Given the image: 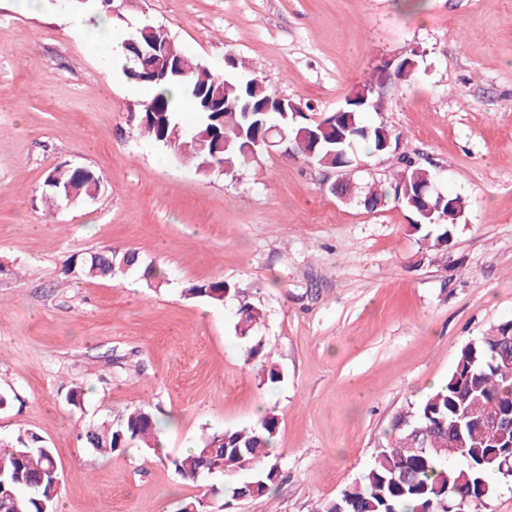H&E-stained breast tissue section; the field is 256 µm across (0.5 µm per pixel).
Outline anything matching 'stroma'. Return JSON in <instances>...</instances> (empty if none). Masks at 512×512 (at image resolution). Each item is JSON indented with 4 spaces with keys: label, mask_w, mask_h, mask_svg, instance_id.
I'll list each match as a JSON object with an SVG mask.
<instances>
[{
    "label": "stroma",
    "mask_w": 512,
    "mask_h": 512,
    "mask_svg": "<svg viewBox=\"0 0 512 512\" xmlns=\"http://www.w3.org/2000/svg\"><path fill=\"white\" fill-rule=\"evenodd\" d=\"M121 13L206 67L248 60L313 119L415 54L369 115L399 148H357L349 178L387 183L407 156L467 207L436 249L412 211L340 200L336 170L297 154L199 173L141 135L136 84L99 72L72 9L0 0V440L30 430L53 449L57 512H179L202 489L173 459L271 411L284 477L231 512H312L367 470L393 416L445 383L464 345L512 319V0H129ZM59 164L93 170L95 198L48 207ZM105 249L136 250L163 283L69 273ZM216 280L263 309L255 336L279 385L246 363L235 305L187 293ZM140 406L160 448L86 446L88 428Z\"/></svg>",
    "instance_id": "35a3bbf8"
}]
</instances>
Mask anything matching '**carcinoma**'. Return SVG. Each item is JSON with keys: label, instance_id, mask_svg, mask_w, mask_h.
I'll return each mask as SVG.
<instances>
[{"label": "carcinoma", "instance_id": "obj_1", "mask_svg": "<svg viewBox=\"0 0 512 512\" xmlns=\"http://www.w3.org/2000/svg\"><path fill=\"white\" fill-rule=\"evenodd\" d=\"M154 44L182 59L184 71L160 80H147L143 64L130 52V44ZM125 75L137 83L154 86L178 84L199 115L189 134L185 133L171 111L169 101L159 94L149 107L161 112L160 119L150 116L139 128L155 142L170 149L174 156L202 166L206 161L230 167L249 162L246 147L279 127L292 141V150L316 164L337 167L338 158L330 151H345L356 158L354 149L363 144L370 153H383V137L400 142V134L380 123L370 124L364 115L379 111L359 100L346 106L339 125L319 131L321 143L315 158L312 145L302 133L312 123L306 118H282L279 112H262L275 93L257 70L240 58L224 73H216L188 54L174 38L151 22L136 27L125 43ZM214 96L224 106H236L248 98L259 115L244 121L229 112H208L204 99ZM224 137L227 149L214 151L216 137ZM434 180V173L412 161L403 160V168L383 188L372 187L363 204L393 198L407 206L405 192L414 180ZM83 201L97 191V178L84 175L74 167L57 169L56 179L45 184V199L58 208L64 204L66 190ZM459 218L443 209L431 217H420L427 228L423 239L434 248L448 243V230ZM69 272L77 278L112 277V266L97 263L89 254L71 262ZM193 296L222 304L227 298L237 301L234 330L245 343L243 355L250 361L262 352L261 342H252L254 327L262 309L240 296L234 286L223 280L194 285L186 290ZM504 416L512 418V320L494 326L476 342L459 352L448 379L419 403L396 414L390 424L389 439L376 449L371 464L357 481L347 483L336 498L319 504L315 512H440L439 504L453 506V512H489L491 495L489 477L512 478L505 465L512 461V427L496 435L484 428V422ZM278 417L266 412L251 426L241 430L216 431L205 437L194 450L173 460L177 474L187 483L222 473L223 485H205L202 494L187 502L197 512H225L228 499L241 500L266 493L281 475L278 459L270 457L269 448L277 435ZM92 437L93 450L110 455L130 444L158 446L157 423L151 412L138 408L116 424L92 427L85 432ZM250 471L251 480L236 481V475ZM62 482L53 453L34 432H20L10 442L0 444V485L8 495L0 498V512H55Z\"/></svg>", "mask_w": 512, "mask_h": 512}]
</instances>
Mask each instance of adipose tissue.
<instances>
[{
	"mask_svg": "<svg viewBox=\"0 0 512 512\" xmlns=\"http://www.w3.org/2000/svg\"><path fill=\"white\" fill-rule=\"evenodd\" d=\"M72 26L96 48V63L100 71L111 74L121 67L125 59L124 43L130 36L129 31L116 28L105 13L93 8L73 18Z\"/></svg>",
	"mask_w": 512,
	"mask_h": 512,
	"instance_id": "obj_1",
	"label": "adipose tissue"
}]
</instances>
